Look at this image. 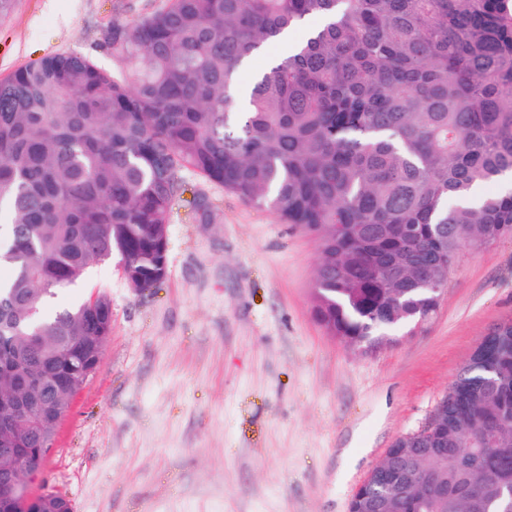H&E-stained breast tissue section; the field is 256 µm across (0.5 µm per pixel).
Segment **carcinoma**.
Returning <instances> with one entry per match:
<instances>
[{"mask_svg": "<svg viewBox=\"0 0 512 512\" xmlns=\"http://www.w3.org/2000/svg\"><path fill=\"white\" fill-rule=\"evenodd\" d=\"M321 24L257 72L269 42ZM109 72L56 54L0 80V378L71 385L107 337L104 292L47 313L91 263L126 258L138 290L167 273L184 174L320 239L314 315L365 351L418 326L459 251L512 237V0H167L112 23ZM425 503L402 480L390 512H512V317L483 337L441 398ZM391 478L374 470L356 512ZM0 512H71L57 494Z\"/></svg>", "mask_w": 512, "mask_h": 512, "instance_id": "cac0c4a2", "label": "carcinoma"}]
</instances>
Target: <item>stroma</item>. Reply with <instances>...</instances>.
<instances>
[{
    "mask_svg": "<svg viewBox=\"0 0 512 512\" xmlns=\"http://www.w3.org/2000/svg\"><path fill=\"white\" fill-rule=\"evenodd\" d=\"M166 0H15L0 15V80L76 53L121 67L106 38ZM167 274L131 288L120 254L80 301L112 300L99 364L31 485L72 512H347L394 440L421 428L489 328L512 316V237L462 248L437 313L366 353L313 313L319 240L185 176ZM206 195L213 223L192 201Z\"/></svg>",
    "mask_w": 512,
    "mask_h": 512,
    "instance_id": "1",
    "label": "stroma"
}]
</instances>
